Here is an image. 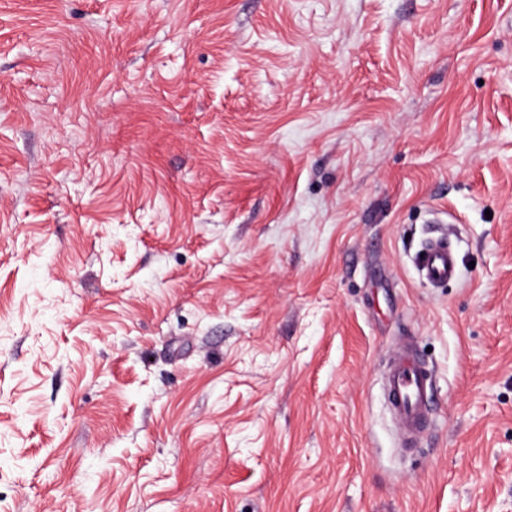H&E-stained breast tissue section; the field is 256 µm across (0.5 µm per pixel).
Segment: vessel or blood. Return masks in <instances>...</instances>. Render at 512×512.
<instances>
[{
  "label": "vessel or blood",
  "mask_w": 512,
  "mask_h": 512,
  "mask_svg": "<svg viewBox=\"0 0 512 512\" xmlns=\"http://www.w3.org/2000/svg\"><path fill=\"white\" fill-rule=\"evenodd\" d=\"M421 278L429 285L448 283L456 275V256L447 238L436 237L415 258ZM383 388L389 410L404 441L426 432L431 420L433 383L412 341H404L387 360Z\"/></svg>",
  "instance_id": "b4317fda"
}]
</instances>
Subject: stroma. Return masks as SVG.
<instances>
[{
	"label": "stroma",
	"instance_id": "35a3bbf8",
	"mask_svg": "<svg viewBox=\"0 0 512 512\" xmlns=\"http://www.w3.org/2000/svg\"><path fill=\"white\" fill-rule=\"evenodd\" d=\"M0 512H512V0H0ZM415 264L421 278L431 286L446 284L456 275V256L447 237L429 240L416 254ZM383 388L389 410L404 441L419 438L431 420L433 383L430 371L407 339L387 360Z\"/></svg>",
	"mask_w": 512,
	"mask_h": 512
}]
</instances>
